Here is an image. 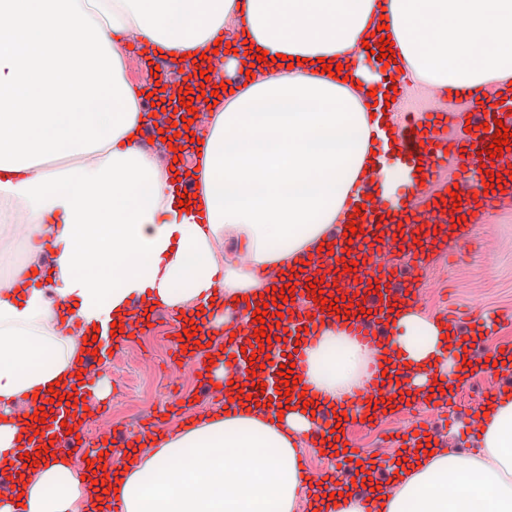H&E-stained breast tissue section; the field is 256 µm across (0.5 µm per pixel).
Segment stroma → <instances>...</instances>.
Returning <instances> with one entry per match:
<instances>
[{
  "instance_id": "35a3bbf8",
  "label": "stroma",
  "mask_w": 512,
  "mask_h": 512,
  "mask_svg": "<svg viewBox=\"0 0 512 512\" xmlns=\"http://www.w3.org/2000/svg\"><path fill=\"white\" fill-rule=\"evenodd\" d=\"M469 237L466 253L459 260L434 262L418 302L419 311L432 318L448 302L475 318L485 311L495 313V320L481 337V347L486 351L512 349V211L471 225ZM173 316V310L163 309L161 319L115 345L105 368L111 394L96 413L101 432L121 430L133 440L142 430L163 432L188 416L222 408V401L211 396L210 383L173 365ZM508 383H512V369L477 371L460 383L443 413H436L428 404L401 403L377 420L348 422L344 433L360 457L377 460L375 478L383 482L386 463L398 454L390 440L410 431L411 419L428 422L430 433L449 439L457 452H470V422L482 396Z\"/></svg>"
}]
</instances>
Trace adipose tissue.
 <instances>
[{
    "label": "adipose tissue",
    "instance_id": "adipose-tissue-1",
    "mask_svg": "<svg viewBox=\"0 0 512 512\" xmlns=\"http://www.w3.org/2000/svg\"><path fill=\"white\" fill-rule=\"evenodd\" d=\"M381 24L391 65L364 47ZM222 30L249 52H215ZM134 43L206 54L232 88L207 136L184 145L188 162L161 165L142 146L158 114L126 77ZM325 59L342 71L323 73ZM386 72L452 95L512 86V0H0V512H296L302 450L330 443L320 413L372 359L329 321L277 406L261 376L225 369L217 350L211 384L226 409L125 450L123 466L78 469L25 448L47 430L35 412L77 386L95 326L127 328L155 305L205 315L212 343L224 306L255 325L274 295L266 274L322 259L361 181L378 176L391 196L418 180L370 132L389 119L371 95ZM382 326L399 391H449L466 372L446 322L406 304ZM485 410L472 452L415 449L386 487L342 484L318 512H512V386Z\"/></svg>",
    "mask_w": 512,
    "mask_h": 512
}]
</instances>
